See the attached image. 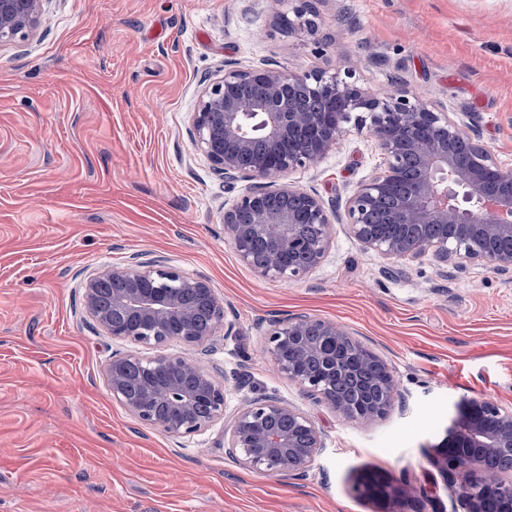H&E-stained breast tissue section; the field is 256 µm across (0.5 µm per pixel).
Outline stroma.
<instances>
[{
    "label": "stroma",
    "mask_w": 512,
    "mask_h": 512,
    "mask_svg": "<svg viewBox=\"0 0 512 512\" xmlns=\"http://www.w3.org/2000/svg\"><path fill=\"white\" fill-rule=\"evenodd\" d=\"M311 3L312 31L300 0H45L33 35L0 43V512H391L355 493L369 473L405 486L401 512H451L429 456L461 398L512 408V274L395 262L336 223L305 278H260L224 236L250 183L213 170L191 118L228 64L346 69L426 100L512 167V0ZM382 164L352 128L289 179L341 207ZM142 261L223 299L237 334L202 362L244 374L230 405L266 392L307 412L325 446L304 475L235 465L223 423L177 438L113 397V355H198L112 339L88 314L89 278ZM302 315L387 362L399 390L388 415L348 421L272 371L268 325Z\"/></svg>",
    "instance_id": "obj_1"
}]
</instances>
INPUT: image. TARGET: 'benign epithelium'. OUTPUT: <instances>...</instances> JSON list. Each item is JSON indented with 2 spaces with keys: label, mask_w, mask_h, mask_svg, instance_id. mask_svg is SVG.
<instances>
[{
  "label": "benign epithelium",
  "mask_w": 512,
  "mask_h": 512,
  "mask_svg": "<svg viewBox=\"0 0 512 512\" xmlns=\"http://www.w3.org/2000/svg\"><path fill=\"white\" fill-rule=\"evenodd\" d=\"M43 0H0V43L24 38L41 22ZM193 146L232 181H256L224 211V235L240 260L267 279L305 277L330 244L336 211L316 193L280 178L322 159L353 127L366 131L383 156V170L358 185L346 202L347 224L367 249L389 258L429 254L462 272L482 260L512 272V169L500 166L476 134L427 102L402 92L357 85L350 71L298 74L264 63L230 66L205 87L192 116ZM398 231L382 235L374 224ZM261 248L265 260L254 252ZM84 305L115 340L158 346L180 341L211 352L219 331L235 335L224 302L203 278L142 262L134 270L106 267L85 285ZM212 322L199 335V306ZM353 349L380 365L383 396L365 406L336 391L358 374L310 339ZM266 350L274 370L344 418L371 423L393 408L397 385L385 362L334 322L307 316L269 324ZM106 376L113 397L140 421L178 437L224 420L225 454L240 466L270 474H302L324 439L310 416L274 394L229 409V389L200 360L183 356L112 357ZM512 449V409L462 398L444 443L430 457L446 480H466L452 512H486L495 496L512 512V480L486 469V459Z\"/></svg>",
  "instance_id": "obj_1"
}]
</instances>
